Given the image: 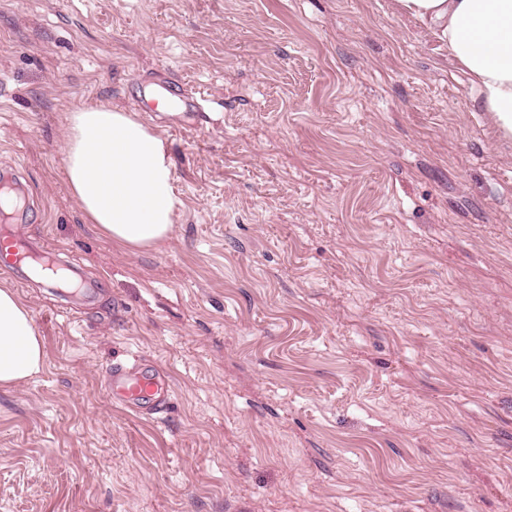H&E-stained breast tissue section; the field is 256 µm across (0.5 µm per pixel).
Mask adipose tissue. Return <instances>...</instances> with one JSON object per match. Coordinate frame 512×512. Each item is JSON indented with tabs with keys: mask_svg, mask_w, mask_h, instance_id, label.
<instances>
[{
	"mask_svg": "<svg viewBox=\"0 0 512 512\" xmlns=\"http://www.w3.org/2000/svg\"><path fill=\"white\" fill-rule=\"evenodd\" d=\"M401 13L448 45V57L497 131L512 138V0H397ZM68 191L87 223L118 246L152 249L169 241L180 206L173 162L157 128L107 104L66 116ZM45 367L31 310L0 287V388Z\"/></svg>",
	"mask_w": 512,
	"mask_h": 512,
	"instance_id": "1",
	"label": "adipose tissue"
}]
</instances>
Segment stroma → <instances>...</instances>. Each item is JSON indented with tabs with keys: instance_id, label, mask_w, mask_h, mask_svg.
<instances>
[{
	"instance_id": "1",
	"label": "stroma",
	"mask_w": 512,
	"mask_h": 512,
	"mask_svg": "<svg viewBox=\"0 0 512 512\" xmlns=\"http://www.w3.org/2000/svg\"><path fill=\"white\" fill-rule=\"evenodd\" d=\"M163 119L183 202L129 251L65 184L66 114ZM90 296L0 270L46 364L0 388V512H512V139L395 0H0V172ZM168 405L110 401L115 364ZM147 90V92H146ZM206 99L196 93L189 96L179 83L153 82L146 85L138 97L146 112H204Z\"/></svg>"
}]
</instances>
